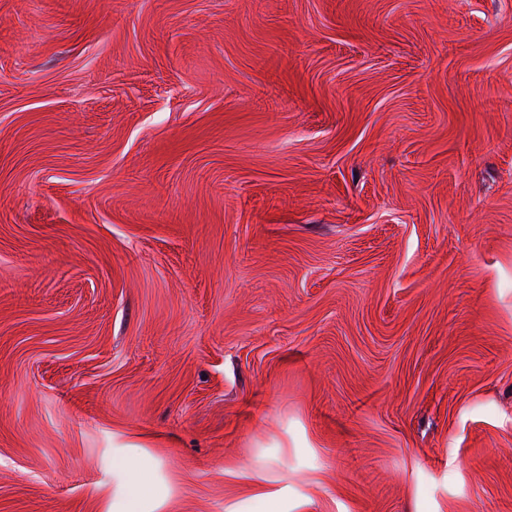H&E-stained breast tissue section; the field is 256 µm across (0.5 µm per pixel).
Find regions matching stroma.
I'll list each match as a JSON object with an SVG mask.
<instances>
[{
    "instance_id": "obj_1",
    "label": "stroma",
    "mask_w": 512,
    "mask_h": 512,
    "mask_svg": "<svg viewBox=\"0 0 512 512\" xmlns=\"http://www.w3.org/2000/svg\"><path fill=\"white\" fill-rule=\"evenodd\" d=\"M512 512V0H0V512Z\"/></svg>"
}]
</instances>
